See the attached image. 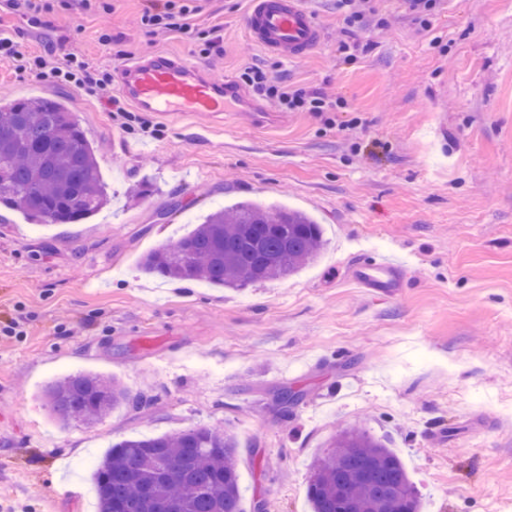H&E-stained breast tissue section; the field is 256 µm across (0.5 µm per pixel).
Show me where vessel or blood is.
Masks as SVG:
<instances>
[{
    "mask_svg": "<svg viewBox=\"0 0 512 512\" xmlns=\"http://www.w3.org/2000/svg\"><path fill=\"white\" fill-rule=\"evenodd\" d=\"M244 26L250 39L264 50L296 61L309 55L324 38L317 16L302 0H249ZM122 96L143 112L178 119L203 114L256 112L259 104L235 80L211 84L201 65L163 53L132 58L119 70ZM351 268L356 282L383 294L401 286L402 259L384 252L370 260L355 259Z\"/></svg>",
    "mask_w": 512,
    "mask_h": 512,
    "instance_id": "1",
    "label": "vessel or blood"
}]
</instances>
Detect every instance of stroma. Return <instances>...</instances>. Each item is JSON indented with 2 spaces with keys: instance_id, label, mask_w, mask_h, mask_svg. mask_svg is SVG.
<instances>
[{
  "instance_id": "stroma-1",
  "label": "stroma",
  "mask_w": 512,
  "mask_h": 512,
  "mask_svg": "<svg viewBox=\"0 0 512 512\" xmlns=\"http://www.w3.org/2000/svg\"><path fill=\"white\" fill-rule=\"evenodd\" d=\"M247 2L199 0L191 31L157 38L141 23L148 0H60L38 26L0 7V32L54 64L197 62V34L214 28L224 57L210 81L255 66L345 103L284 128L167 122L0 62V103H62L108 195L81 224L0 206V512H96L81 461L197 425L236 433L244 512H312V466L347 427L402 458L422 512H512V0H439L425 21L379 0L351 36L336 0H303L324 40L299 61L246 37ZM242 201L308 213L321 256L243 290L142 271ZM378 251L406 263L396 294L351 276L353 255ZM77 372L148 402L60 426L43 391Z\"/></svg>"
}]
</instances>
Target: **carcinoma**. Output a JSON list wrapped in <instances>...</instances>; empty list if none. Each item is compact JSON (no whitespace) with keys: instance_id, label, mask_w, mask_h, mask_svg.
<instances>
[{"instance_id":"carcinoma-1","label":"carcinoma","mask_w":512,"mask_h":512,"mask_svg":"<svg viewBox=\"0 0 512 512\" xmlns=\"http://www.w3.org/2000/svg\"><path fill=\"white\" fill-rule=\"evenodd\" d=\"M106 202L91 143L62 104L16 99L0 107V205L36 223L79 224ZM324 245L320 225L307 214L240 202L148 253L141 269L241 289L298 272ZM46 399L64 425H92L144 402L118 380L85 372L51 383ZM237 448L229 428L209 425L116 442L93 472L99 512H243ZM307 492L312 512L421 509L399 455L356 428L336 434L314 464Z\"/></svg>"}]
</instances>
